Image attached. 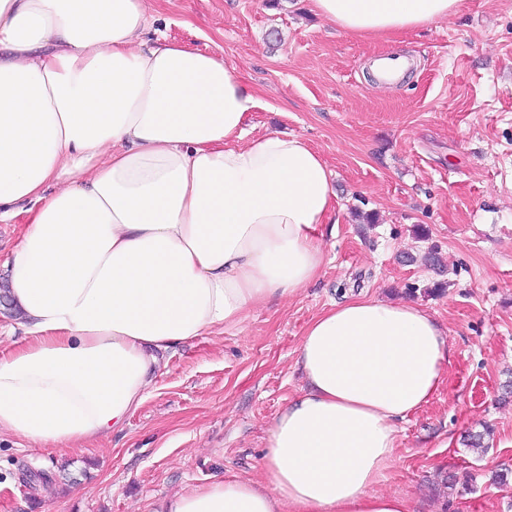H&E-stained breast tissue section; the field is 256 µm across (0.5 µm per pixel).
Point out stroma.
<instances>
[{"label":"stroma","instance_id":"35a3bbf8","mask_svg":"<svg viewBox=\"0 0 512 512\" xmlns=\"http://www.w3.org/2000/svg\"><path fill=\"white\" fill-rule=\"evenodd\" d=\"M153 29L237 67L261 100L254 132L322 154L338 195L325 264L244 329L172 348L108 438L50 451L0 434V512H155L175 493L259 476L269 426L304 386L303 333L349 294L415 302L448 336L444 382L398 422L376 491L416 512H512V482L494 479L512 467V0H465L451 20L384 41L345 34L312 0H178ZM395 54L413 59L408 77L376 86L372 61ZM433 248L444 276L423 261Z\"/></svg>","mask_w":512,"mask_h":512}]
</instances>
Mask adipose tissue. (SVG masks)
Returning a JSON list of instances; mask_svg holds the SVG:
<instances>
[{"label": "adipose tissue", "mask_w": 512, "mask_h": 512, "mask_svg": "<svg viewBox=\"0 0 512 512\" xmlns=\"http://www.w3.org/2000/svg\"><path fill=\"white\" fill-rule=\"evenodd\" d=\"M153 0H0V222L24 345L0 357V431L81 448L121 428L165 354L242 326L316 280L338 195L301 137L251 134L260 100L223 54L149 37ZM463 0H313L386 38ZM448 338L420 305L331 304L298 347L302 393L273 419L263 479L232 475L156 512H414L376 492L396 424L444 379ZM27 222V215L22 214L14 220V224L0 223V282L5 284L6 267L4 263L9 259L11 251L15 248Z\"/></svg>", "instance_id": "adipose-tissue-1"}]
</instances>
